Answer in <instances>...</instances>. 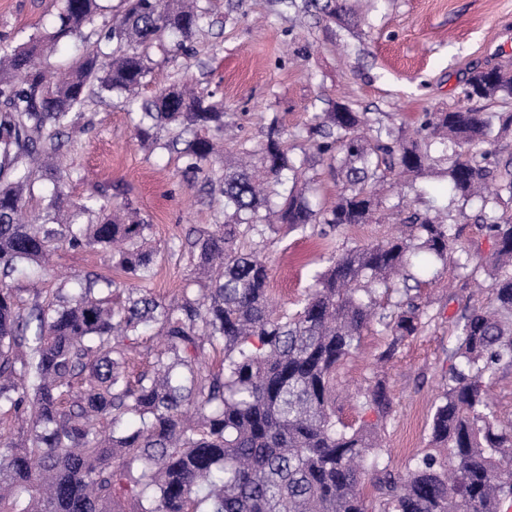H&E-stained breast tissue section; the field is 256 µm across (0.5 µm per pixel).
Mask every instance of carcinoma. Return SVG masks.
Returning a JSON list of instances; mask_svg holds the SVG:
<instances>
[{
	"instance_id": "obj_1",
	"label": "carcinoma",
	"mask_w": 512,
	"mask_h": 512,
	"mask_svg": "<svg viewBox=\"0 0 512 512\" xmlns=\"http://www.w3.org/2000/svg\"><path fill=\"white\" fill-rule=\"evenodd\" d=\"M199 0H125L104 42L82 54L56 81L37 60L94 23L97 0H57V25L12 48L0 44V512H507L512 508V421L494 411L488 387L512 365V216L484 225L495 246L490 283L473 255L458 249L448 207L406 218L384 242L348 249L317 269L296 309L277 308L259 249L282 230L325 236L349 224L382 221L381 186L390 174L416 180L441 166L448 193L466 207L512 197V159L472 148L500 142L512 113L470 105L426 112L418 126L374 127L343 103L313 116L318 135L293 157L273 121L255 162L218 175L212 159L224 137L223 104L179 82L140 101L152 74L147 50L167 35L184 48L206 20ZM329 22L349 16L348 0H304ZM126 95L135 138L179 149L185 170L218 182L224 223L187 240L202 287L165 302L155 276L152 225L120 213L101 188L74 206L60 184L23 220L32 164L59 150L57 135L78 123L85 103ZM466 101L512 100V71L471 72ZM173 125L190 139L160 142ZM338 164L342 187L329 208L315 209L301 175L314 157ZM84 214L97 218L80 224ZM110 252L135 282L110 304L115 282L87 274L71 297L50 299L36 285L50 272L49 252ZM485 305L464 308L448 351L450 368L432 415L429 448L405 471L381 465L377 425L337 427L336 369L370 326L391 336L380 361L420 333L424 310L414 290L423 273L448 259ZM33 284L23 300L12 281ZM414 285H409V282ZM154 327L162 347L133 378L127 368L137 339ZM221 350L218 368L210 353ZM361 407L385 419L391 398L377 380Z\"/></svg>"
}]
</instances>
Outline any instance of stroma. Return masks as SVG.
Segmentation results:
<instances>
[{
	"mask_svg": "<svg viewBox=\"0 0 512 512\" xmlns=\"http://www.w3.org/2000/svg\"><path fill=\"white\" fill-rule=\"evenodd\" d=\"M100 4L84 38L63 40L53 57L40 59L47 74L91 47L95 31L109 28L123 8L122 0ZM200 5L207 22L193 36L191 54L179 50L171 37L153 47V73L140 96L152 98L160 84L179 78L191 81L199 94L222 98L224 119L233 125L234 135L215 163L219 169L236 162L240 147L257 148L271 121H278L296 156L306 145L313 115L336 103L373 118L389 115L411 128L423 113L461 106V88L474 69L512 68V0H350L352 24L347 28L326 22L316 11L299 12L287 0H200ZM55 25L53 0H0V41L5 44L22 45ZM81 122L86 132L66 138L51 170L34 171L35 196L27 213L37 212L40 195L58 180L72 203L95 189H110L113 203L138 211L153 226L159 250L154 293L168 301L179 297L194 274L187 256L170 251L169 244L223 223L221 197L210 195L201 180L184 177L177 153L139 144L123 98L89 101ZM416 185V195L394 186L386 205H400L407 215L449 200L444 177L428 174ZM483 218L475 202L455 216L454 226L460 231L459 245L478 247L488 261L494 245ZM393 230L390 224H351L325 237L273 235L265 255L275 300L292 306L328 257L383 242ZM89 273L115 277L117 296H126L123 274L115 273L102 252L64 244L54 252L44 287L51 296L67 292L74 278ZM486 299V294L462 291L458 269L448 265L422 285L424 327L401 343L389 363L377 365L389 338L371 327L338 367L337 417L353 426L377 423L392 469L405 470L413 456L428 448L431 415L455 344L454 319L466 303ZM378 378L385 380L392 397V409L380 422L360 410L362 394Z\"/></svg>",
	"mask_w": 512,
	"mask_h": 512,
	"instance_id": "obj_1",
	"label": "stroma"
}]
</instances>
